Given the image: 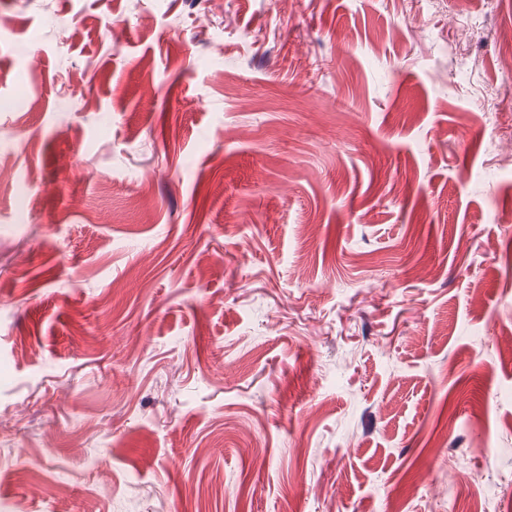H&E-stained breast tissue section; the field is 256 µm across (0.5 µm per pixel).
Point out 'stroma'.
I'll return each instance as SVG.
<instances>
[{"instance_id":"1","label":"stroma","mask_w":512,"mask_h":512,"mask_svg":"<svg viewBox=\"0 0 512 512\" xmlns=\"http://www.w3.org/2000/svg\"><path fill=\"white\" fill-rule=\"evenodd\" d=\"M511 26L0 0V512H512Z\"/></svg>"}]
</instances>
